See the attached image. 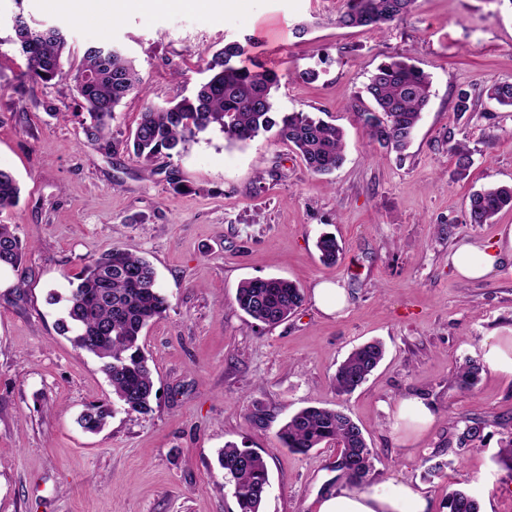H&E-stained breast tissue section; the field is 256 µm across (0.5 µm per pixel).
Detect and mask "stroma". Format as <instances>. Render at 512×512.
Instances as JSON below:
<instances>
[{
    "mask_svg": "<svg viewBox=\"0 0 512 512\" xmlns=\"http://www.w3.org/2000/svg\"><path fill=\"white\" fill-rule=\"evenodd\" d=\"M347 0H234L215 7L151 0L117 18L65 16L48 0H0V168L21 187L0 213L25 246L18 269H0V512H237L218 464L225 443L262 453L270 484L263 512H315L336 476V446L296 454L276 433L309 405L338 408L376 453L368 483L405 480L446 512L449 490L468 488L489 512H512V477L496 455L512 439V378L485 371L460 391L457 366L482 357L492 335L512 327V263L488 278H457L448 254L460 240L493 241L512 228L468 221L469 196L512 184V110L483 90L512 82V5L505 0H415L382 30L338 25ZM64 28L66 76L20 81L26 59L10 42L16 16ZM278 33L263 36L264 20ZM307 25L304 36L293 34ZM256 37L253 53L280 78V111L340 126L344 162L312 174L272 134L229 143L212 128L154 174L124 148L147 106L194 95L206 62L225 44ZM111 43L142 78L117 107L104 142L88 143L74 75L88 44ZM405 56L432 76L428 106L405 154L370 143L354 117L370 74ZM317 69L311 84L296 75ZM476 109L454 112L457 88ZM474 164L456 175L449 139ZM186 185L173 192L169 174ZM343 248L323 265L317 238ZM119 247L153 266L169 308L143 343L156 394L145 414L112 412L91 433L86 406H111L112 389L93 356L75 349L58 322L85 262ZM280 277L312 291L345 288L347 306L327 316L312 301L279 325L247 323L235 297L249 278ZM381 341L385 356L353 393L337 394L336 370L357 346ZM423 398L435 420L395 430L400 398ZM261 419H253V412ZM483 440L459 450L465 426ZM443 469L428 475L430 462Z\"/></svg>",
    "mask_w": 512,
    "mask_h": 512,
    "instance_id": "obj_1",
    "label": "stroma"
}]
</instances>
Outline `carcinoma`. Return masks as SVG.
<instances>
[{
  "instance_id": "carcinoma-1",
  "label": "carcinoma",
  "mask_w": 512,
  "mask_h": 512,
  "mask_svg": "<svg viewBox=\"0 0 512 512\" xmlns=\"http://www.w3.org/2000/svg\"><path fill=\"white\" fill-rule=\"evenodd\" d=\"M414 0H348L339 18L341 26L380 28L406 15ZM10 42L21 47L26 70L21 79L50 83L63 78L68 49L59 28L33 29L23 18L15 20ZM252 38L232 42L213 53L207 61L209 79L192 98H182L168 107L149 106L125 142L126 149L152 174L153 162L180 154L185 145L209 128L217 127L231 143H246L259 134L276 130L279 141L299 154L308 170L317 175L334 171L343 161V130L307 112L277 111L274 92L277 73L250 56ZM75 88L85 111L83 131L91 142L103 139L116 107L141 84L138 71L125 54L109 43L88 46L74 77ZM431 77L403 58L380 64L365 86L369 104L355 112L369 140L382 148L403 153L410 145L421 113L430 97ZM486 99L498 107L512 108V83L493 82L485 88ZM449 151L459 174L473 165V152L463 141ZM20 187L8 171L0 170V212L15 207ZM504 209H512V184L474 192L469 198L468 218L472 224H490ZM320 260L334 264L341 247L336 237L323 234L316 242ZM23 260L21 240L9 224H0V268L17 269ZM236 302L252 320L275 326L286 320L304 302L297 284L282 278L242 281ZM169 308L156 286V273L142 257L112 248L85 263L78 284L66 297L60 329L71 332L78 349L97 357L112 394L121 409L130 414L151 410L154 382L141 339L144 330ZM384 357L381 342L371 341L355 348L336 371V392L350 394L360 387ZM486 366L468 358L455 373V384L465 392L478 383ZM109 410L92 404L80 417L89 431L99 429ZM282 446L306 453L324 444L339 445L334 469L339 477L364 484L373 470L374 453L360 427L345 413L308 406L294 414L277 432ZM483 439V428L466 426L458 437L466 450ZM224 478L233 487L238 512H261L269 483L264 457L251 448L226 444L218 458ZM447 512H480L478 499L466 488H455L445 499Z\"/></svg>"
}]
</instances>
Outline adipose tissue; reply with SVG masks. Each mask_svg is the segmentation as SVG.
Returning a JSON list of instances; mask_svg holds the SVG:
<instances>
[{
    "label": "adipose tissue",
    "instance_id": "adipose-tissue-1",
    "mask_svg": "<svg viewBox=\"0 0 512 512\" xmlns=\"http://www.w3.org/2000/svg\"><path fill=\"white\" fill-rule=\"evenodd\" d=\"M512 260V231L506 239L496 242L467 241L459 244L448 256L459 279L482 280L503 263ZM428 497L408 482L398 481L388 488L348 486L324 494L316 512H430Z\"/></svg>",
    "mask_w": 512,
    "mask_h": 512
}]
</instances>
